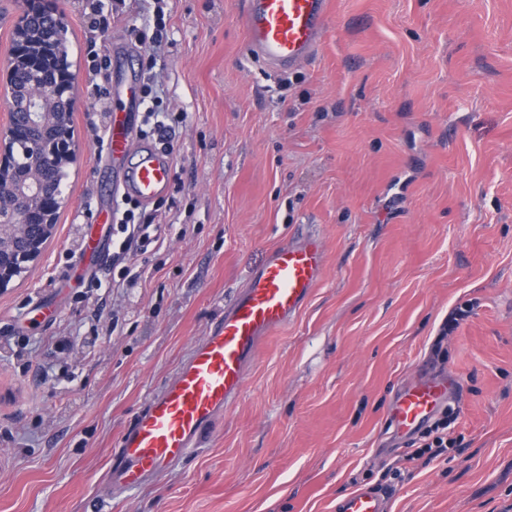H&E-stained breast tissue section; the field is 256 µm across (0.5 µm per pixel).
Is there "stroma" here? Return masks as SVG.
Listing matches in <instances>:
<instances>
[{
    "instance_id": "stroma-1",
    "label": "stroma",
    "mask_w": 512,
    "mask_h": 512,
    "mask_svg": "<svg viewBox=\"0 0 512 512\" xmlns=\"http://www.w3.org/2000/svg\"><path fill=\"white\" fill-rule=\"evenodd\" d=\"M57 4L79 152L52 239L0 291V512H334L405 466L387 412L425 366L462 388L457 446L409 467L386 512H512V0H330L317 56L282 74L247 55L243 0H165L160 102L185 119L134 281L82 252L117 180L88 69L118 46L145 69L127 28L155 0ZM306 224L326 267L302 311L197 449L111 490L123 434Z\"/></svg>"
}]
</instances>
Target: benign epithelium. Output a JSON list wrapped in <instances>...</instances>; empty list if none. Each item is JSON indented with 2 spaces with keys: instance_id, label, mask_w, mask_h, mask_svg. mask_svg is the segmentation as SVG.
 Returning <instances> with one entry per match:
<instances>
[{
  "instance_id": "7a95c632",
  "label": "benign epithelium",
  "mask_w": 512,
  "mask_h": 512,
  "mask_svg": "<svg viewBox=\"0 0 512 512\" xmlns=\"http://www.w3.org/2000/svg\"><path fill=\"white\" fill-rule=\"evenodd\" d=\"M54 12L53 0H17L7 63L0 79L8 94L0 97L7 114L0 124V290L29 271L53 236L63 190L47 189L55 171L77 158L69 122L75 109L74 74L62 40L54 36L38 52L28 49L23 34L36 32L34 16ZM25 72L24 99L11 93L17 71Z\"/></svg>"
}]
</instances>
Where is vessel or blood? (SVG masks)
<instances>
[{
  "label": "vessel or blood",
  "instance_id": "vessel-or-blood-1",
  "mask_svg": "<svg viewBox=\"0 0 512 512\" xmlns=\"http://www.w3.org/2000/svg\"><path fill=\"white\" fill-rule=\"evenodd\" d=\"M328 18L329 0H245L241 21L247 53L275 72L296 69L316 55L327 35ZM114 94L120 106L107 130V153L123 172L119 190L140 203H153L168 191L173 160L132 136L123 105L140 102L138 77L120 79ZM325 265L324 242L309 231L268 253L174 379L124 433L107 472L109 485L135 489L145 477L198 447L205 431L240 393L246 366L262 339L302 309L322 280ZM458 391L446 375L422 372L397 392L390 412L395 433L412 436ZM387 501L384 493L355 491L337 503L336 512H386Z\"/></svg>",
  "mask_w": 512,
  "mask_h": 512
}]
</instances>
